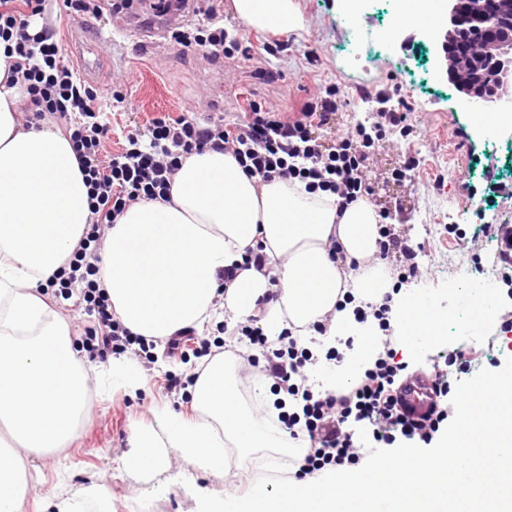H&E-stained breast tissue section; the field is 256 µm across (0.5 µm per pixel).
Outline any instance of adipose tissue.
Instances as JSON below:
<instances>
[{
	"instance_id": "adipose-tissue-1",
	"label": "adipose tissue",
	"mask_w": 512,
	"mask_h": 512,
	"mask_svg": "<svg viewBox=\"0 0 512 512\" xmlns=\"http://www.w3.org/2000/svg\"><path fill=\"white\" fill-rule=\"evenodd\" d=\"M246 26L272 32L303 29L295 0H232ZM13 56L0 42V422L17 446L0 450V512H23V453L63 447L86 412L88 378L69 327L37 289L76 251L89 221V187L69 140L46 129H22L19 87L5 77ZM379 215L366 200L337 212L327 193L304 184L246 175L229 155L206 151L184 159L167 199L129 206L101 249L98 282L117 319L133 333L163 339L203 329L224 317L262 315L271 334L290 326L307 336L326 324L331 336H352L357 348L325 376L343 390L382 350L375 320L360 324L361 302L391 293L382 270L348 274L345 261L364 262L378 249ZM337 242L345 261L328 253ZM262 250L263 268H242ZM236 268L233 280L224 272ZM277 299L266 310L267 294ZM392 318L410 346L439 341L446 319L411 294H391ZM204 415L191 422L170 412L159 430L134 438L130 470L151 473L179 454L198 468L227 470L225 450L283 446L266 419L255 417L224 382L213 361L195 387Z\"/></svg>"
}]
</instances>
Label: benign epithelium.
I'll return each instance as SVG.
<instances>
[{
  "label": "benign epithelium",
  "mask_w": 512,
  "mask_h": 512,
  "mask_svg": "<svg viewBox=\"0 0 512 512\" xmlns=\"http://www.w3.org/2000/svg\"><path fill=\"white\" fill-rule=\"evenodd\" d=\"M447 28L422 35L443 55L466 108L512 106V0H443Z\"/></svg>",
  "instance_id": "1"
}]
</instances>
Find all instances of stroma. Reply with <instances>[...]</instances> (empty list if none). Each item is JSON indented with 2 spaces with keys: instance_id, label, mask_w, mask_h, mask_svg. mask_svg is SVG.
Listing matches in <instances>:
<instances>
[{
  "instance_id": "stroma-1",
  "label": "stroma",
  "mask_w": 512,
  "mask_h": 512,
  "mask_svg": "<svg viewBox=\"0 0 512 512\" xmlns=\"http://www.w3.org/2000/svg\"><path fill=\"white\" fill-rule=\"evenodd\" d=\"M158 2L99 0L97 14L73 17L61 14L56 0H50L44 16L31 20L35 29L47 23L55 26L63 45L82 41L100 52L103 68L89 82L112 127L106 151H120L128 131L146 127L163 114L220 112L230 121L255 100L295 118L306 101L334 84L341 90L339 122L346 129L371 122L370 116L358 111L359 99L382 89L401 93L414 107L408 118L412 131L394 130L377 141L372 203L377 210L391 212L392 227L417 253L420 276L405 284V291L429 288L430 299L449 322L470 317L473 297L451 277L453 253L461 241L449 235L448 226L459 225L465 232L462 242L473 263H483L486 251L500 252L496 226L512 222V126L486 134L470 112L458 108V93L437 69L432 48L416 39L414 27L391 24L390 15L401 9L402 0H381L356 11L344 9L341 0H296L305 27L279 35L247 27L228 10L225 27L251 42L253 50L247 60L236 56L217 61L182 49L167 36L151 48L138 43L133 34L113 28L116 17L136 26L145 20L158 22ZM273 40L281 48L270 55L264 45ZM120 95L125 103H117ZM464 129L472 145L463 144L460 132ZM407 156L416 157L419 164L406 178H397L396 171ZM441 196L456 208L455 217L437 208ZM497 269L498 316L493 322L475 324L474 350L465 365H452L446 359L455 339L451 333L412 354L405 353L400 340L395 351L410 366H423L452 385L484 368L502 369L512 357V331H499L501 325L512 324V298L507 295L512 264L501 262ZM46 301L67 322L74 348L93 381L88 418L65 446L26 453L29 492L23 512H58L59 502L92 484L104 486L108 496L100 508L87 504L83 512H127L129 500L145 495L154 498L155 512H197L196 493L224 494L230 485L223 476L201 471L175 454L166 468L149 476L137 475L126 466L136 433L158 429L165 413L197 419L192 373L202 363L200 347L170 352L160 359L155 352L143 353L138 346H130L125 356L136 359L144 383L134 392L116 388L104 374L109 359L90 356L86 350L84 330L89 317L82 304L51 295ZM201 338L223 345L228 376L238 371L240 348L252 355L255 372H262L266 364L249 337L225 324L206 326ZM99 371L104 374L100 381L95 378ZM174 376L182 382L176 394L169 388Z\"/></svg>"
}]
</instances>
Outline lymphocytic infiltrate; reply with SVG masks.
Listing matches in <instances>:
<instances>
[{"label":"lymphocytic infiltrate","mask_w":512,"mask_h":512,"mask_svg":"<svg viewBox=\"0 0 512 512\" xmlns=\"http://www.w3.org/2000/svg\"><path fill=\"white\" fill-rule=\"evenodd\" d=\"M45 4L46 0H24L19 7L14 0H0V40L12 44L17 55L7 80L21 85L30 103L24 127L48 117L63 126L90 188L87 231L55 279L86 303L92 319L87 330L89 349L102 358L134 343L146 350L151 342L117 320L107 295L98 288L96 244L127 207L166 197L186 155L205 150L230 154L250 176L265 182L299 180L308 192L334 195L343 209L373 191L368 173L375 137L408 118L410 107L401 102L377 113L371 125L360 124L325 138V131L334 129L338 112L336 89L329 86L323 95L306 102L294 119L258 102L231 123L220 117L202 120L190 112L160 116L145 129L129 131L124 151L107 157L103 151L112 130L94 106L95 89L67 63L54 26L45 25L34 35L28 32L29 16L43 14ZM172 35L183 48L202 50L213 60L250 54L241 37L225 28L215 5L205 10L202 23L174 29ZM248 334L264 353L266 372L279 379L289 395L304 402L302 417L288 420L290 438L306 443L301 474L361 461L360 446L343 429L349 421L370 425L378 443L390 445L399 438L413 444L431 443L435 417L417 420L400 408L396 393L408 365L396 360L393 349H386L346 392L317 397L292 382L293 375L310 361L309 349L298 348L293 340L275 346L257 327Z\"/></svg>","instance_id":"lymphocytic-infiltrate-1"}]
</instances>
